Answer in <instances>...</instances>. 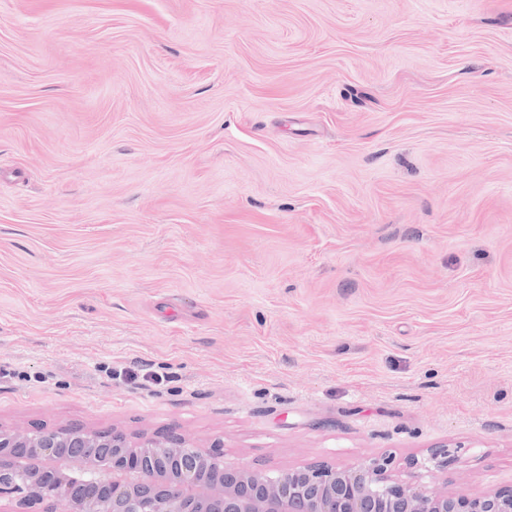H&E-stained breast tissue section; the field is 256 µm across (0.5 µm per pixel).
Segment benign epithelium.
<instances>
[{"label":"benign epithelium","mask_w":512,"mask_h":512,"mask_svg":"<svg viewBox=\"0 0 512 512\" xmlns=\"http://www.w3.org/2000/svg\"><path fill=\"white\" fill-rule=\"evenodd\" d=\"M223 457L174 431L0 426V512H512V485L476 495L413 485L390 455L284 471Z\"/></svg>","instance_id":"benign-epithelium-1"}]
</instances>
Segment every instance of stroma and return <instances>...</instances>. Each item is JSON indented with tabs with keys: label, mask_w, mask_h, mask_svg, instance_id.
Here are the masks:
<instances>
[{
	"label": "stroma",
	"mask_w": 512,
	"mask_h": 512,
	"mask_svg": "<svg viewBox=\"0 0 512 512\" xmlns=\"http://www.w3.org/2000/svg\"><path fill=\"white\" fill-rule=\"evenodd\" d=\"M0 367L18 433L511 486L512 0H0Z\"/></svg>",
	"instance_id": "stroma-1"
}]
</instances>
